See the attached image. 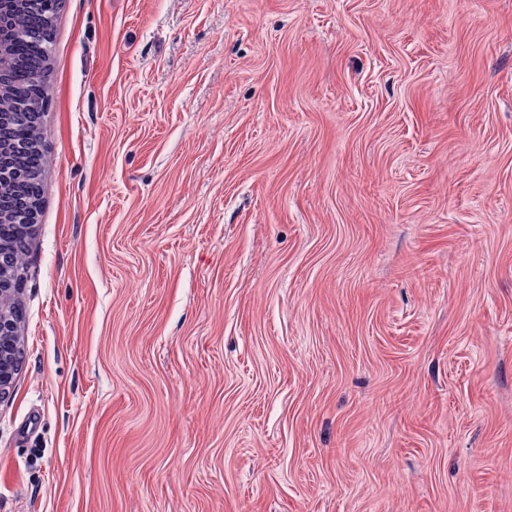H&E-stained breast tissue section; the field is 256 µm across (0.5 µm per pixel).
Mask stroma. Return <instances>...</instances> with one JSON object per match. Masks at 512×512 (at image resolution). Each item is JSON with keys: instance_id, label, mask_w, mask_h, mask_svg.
I'll return each mask as SVG.
<instances>
[{"instance_id": "obj_1", "label": "stroma", "mask_w": 512, "mask_h": 512, "mask_svg": "<svg viewBox=\"0 0 512 512\" xmlns=\"http://www.w3.org/2000/svg\"><path fill=\"white\" fill-rule=\"evenodd\" d=\"M0 512H512V0H62Z\"/></svg>"}]
</instances>
